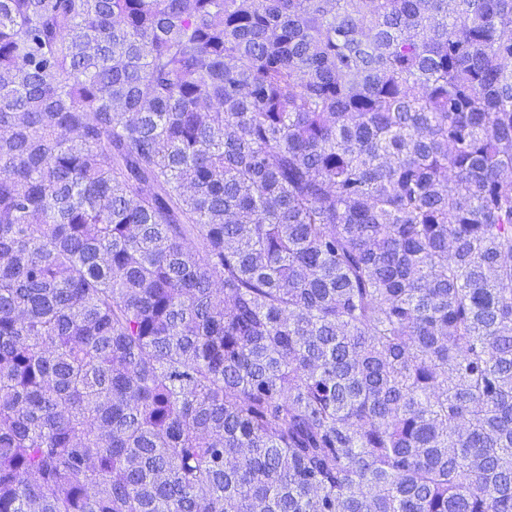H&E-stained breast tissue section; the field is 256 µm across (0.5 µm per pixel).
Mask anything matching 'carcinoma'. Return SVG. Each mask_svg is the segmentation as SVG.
<instances>
[{"label":"carcinoma","mask_w":512,"mask_h":512,"mask_svg":"<svg viewBox=\"0 0 512 512\" xmlns=\"http://www.w3.org/2000/svg\"><path fill=\"white\" fill-rule=\"evenodd\" d=\"M512 0H0V512H512Z\"/></svg>","instance_id":"obj_1"}]
</instances>
